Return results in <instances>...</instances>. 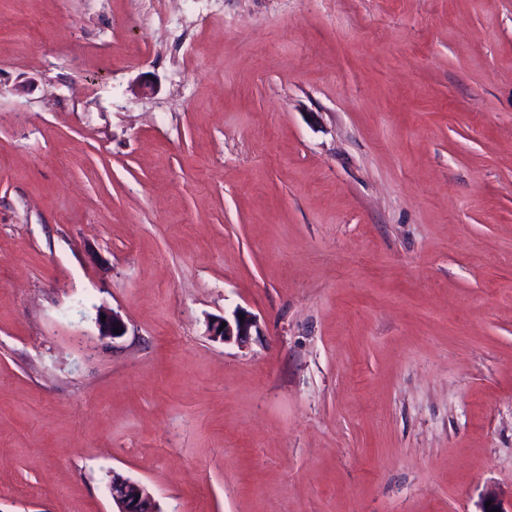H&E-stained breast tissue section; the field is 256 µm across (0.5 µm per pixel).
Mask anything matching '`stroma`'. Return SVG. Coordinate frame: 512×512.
<instances>
[{"instance_id": "obj_1", "label": "stroma", "mask_w": 512, "mask_h": 512, "mask_svg": "<svg viewBox=\"0 0 512 512\" xmlns=\"http://www.w3.org/2000/svg\"><path fill=\"white\" fill-rule=\"evenodd\" d=\"M116 472L512 512V0H0V512ZM243 315V318H240ZM226 323L223 330H220L221 324ZM258 328L255 316L248 311L238 309L230 321L224 317L220 321L212 323L209 326V334L214 339L221 340L225 343L235 342L237 344L246 343L252 336V329Z\"/></svg>"}]
</instances>
